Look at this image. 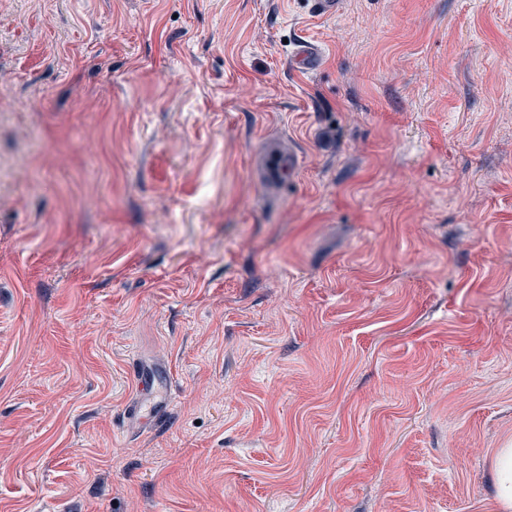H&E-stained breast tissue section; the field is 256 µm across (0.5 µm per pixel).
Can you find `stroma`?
Returning a JSON list of instances; mask_svg holds the SVG:
<instances>
[{
    "mask_svg": "<svg viewBox=\"0 0 512 512\" xmlns=\"http://www.w3.org/2000/svg\"><path fill=\"white\" fill-rule=\"evenodd\" d=\"M510 446L512 0H0V512H498ZM295 165L294 157L279 142L264 144L259 155L258 175L272 195L279 192L285 183L284 177ZM133 374L140 392L154 390L155 399L145 411L139 402L132 404L126 411L129 423L135 425L149 424L150 427L160 428L165 424L169 415L168 389L171 384L170 375H164L153 370L136 369ZM496 501L503 510H512V448H500L494 457Z\"/></svg>",
    "mask_w": 512,
    "mask_h": 512,
    "instance_id": "35a3bbf8",
    "label": "stroma"
}]
</instances>
